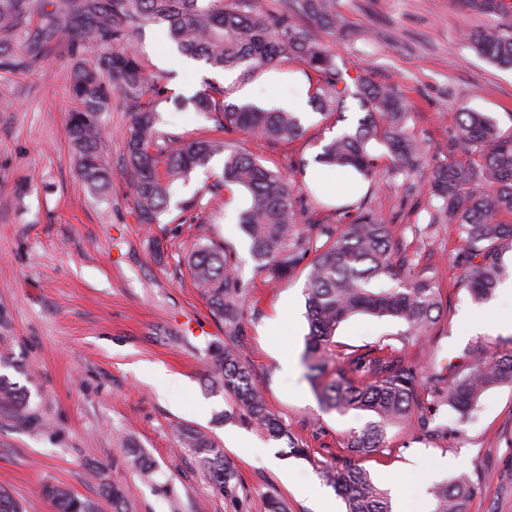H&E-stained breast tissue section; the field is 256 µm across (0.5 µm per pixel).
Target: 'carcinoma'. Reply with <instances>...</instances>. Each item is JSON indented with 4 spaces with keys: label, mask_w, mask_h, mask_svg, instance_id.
Instances as JSON below:
<instances>
[{
    "label": "carcinoma",
    "mask_w": 512,
    "mask_h": 512,
    "mask_svg": "<svg viewBox=\"0 0 512 512\" xmlns=\"http://www.w3.org/2000/svg\"><path fill=\"white\" fill-rule=\"evenodd\" d=\"M47 37H63L96 56L72 67L70 90L79 108L70 113L67 134L78 179L95 194L112 185L101 154L105 127L101 115L110 110L112 91L120 92L131 123L124 134L120 177L137 203L142 224H158L170 212L172 187L191 179L223 156L222 181L209 188L217 193L238 186L249 195L238 224L250 240L256 274L281 281L301 265L305 283L308 334L304 364L316 382L322 409L360 410L374 414L353 432L344 448L349 458L340 466L320 468L321 477L342 497L346 512H392L387 492L356 463V458L382 446L387 426L404 423L410 430L431 433L412 414L427 395L445 404L463 423L479 397L490 387L512 384V350L474 361L467 373L451 380L406 359L391 345L356 349L334 364L332 347L339 325L366 313L401 322L404 345L430 334L441 317L440 286L432 268L419 267L416 257L393 242L391 225L364 203L354 220L338 227L324 224L298 208L297 181H290L252 155L235 147L228 136L242 133L270 141L293 140L303 133L297 112L229 103L227 90L216 82L186 98L194 111L213 121L219 137L183 140L159 129V106L167 101L158 77L146 69L136 46L139 30L162 25L176 50L216 71H240L250 78L284 60L317 75L313 101L320 114L342 118L346 100L358 101L365 114L352 131H343L321 146L315 162L340 172L370 179L385 149L394 177L418 174L424 181L430 224H448L463 247V283L472 299L486 301L505 276L501 251L512 248V134L500 133L483 112L465 111L449 144L452 159L427 161L425 151L407 127L408 107L391 86L361 81L350 88L347 73L332 54L311 37L301 23L308 18L326 29L341 19L336 0H281L268 11L259 0H53ZM29 0H0V45L28 18ZM470 48L489 62L512 68V28L492 26L465 33ZM193 282L211 314L224 324V341L207 346L203 355L206 385L233 399L240 417L274 440H286L290 453L311 459L309 446L288 431L268 406L252 370L237 349L244 304L251 284L242 280L236 258L210 237L198 239L187 257ZM382 276L399 281L377 291L369 284ZM0 407L26 414L23 391L0 375ZM181 449L192 454L213 486L226 492L236 473L224 448L207 433L186 429ZM477 487L467 477L431 489L433 512H468ZM53 512H94L93 505L62 483L43 489Z\"/></svg>",
    "instance_id": "1"
}]
</instances>
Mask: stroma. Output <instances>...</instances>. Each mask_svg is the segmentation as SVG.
I'll return each instance as SVG.
<instances>
[{"mask_svg":"<svg viewBox=\"0 0 512 512\" xmlns=\"http://www.w3.org/2000/svg\"><path fill=\"white\" fill-rule=\"evenodd\" d=\"M52 10L51 0H32L28 23L0 52V375L23 387L28 400L24 421L0 408V488L23 512H53L43 487L54 482L95 502L97 512H116L102 491L112 481L129 491L126 512H265L272 495L285 499L288 512H345L318 465L343 455L347 437L373 416L319 406L302 362L306 269L273 284L255 278L249 241L236 224L248 202L245 192L215 196L205 189L222 174L219 157L189 184L174 186V201L195 202L186 223L166 214L158 224H139L135 199L118 174L130 122L120 94H113L103 116L112 188L104 198L83 188L67 136L68 115L77 107L69 92L76 52L55 38L42 43L34 64L19 63ZM336 10L345 34L312 23L308 31L351 78L403 95L407 125L427 155L447 156L456 115L465 110L485 113L502 133L512 132V70L490 64L461 36L493 24L512 27V0H501L494 15L470 10L465 0H336ZM137 44L168 95H192L207 79L231 93L242 86L237 73L214 72L180 56L159 25L144 26ZM345 116L339 123L308 113L302 137L293 141L238 134L234 142L287 176L293 162H313L344 124L356 123L357 105ZM387 166L380 160L364 184L365 204L392 224L409 253L438 270L442 285L440 322L425 342L404 351L424 367L466 373L472 361L512 348V300L505 296L512 286V250L501 255L507 271L502 287L488 301L474 302L459 284L462 268L453 257L460 244L453 230L431 227L421 237L410 231L429 221L422 178H392ZM199 236L223 242L251 282L239 352L270 408L308 443L314 461L284 454L283 442L234 418L232 399L204 386L203 352L223 341L224 328L184 260ZM400 329L391 319L354 315L336 332L335 357L365 345H397ZM155 366L179 375L182 386L160 395L143 377ZM415 415L433 427L447 425V435L417 440L391 425L382 447L358 460L391 501L431 512V485L464 475L478 483L468 512H512V384L487 390L462 424L449 407L428 400ZM185 428L205 431L221 444L237 474L233 493H219L194 457L181 451ZM129 442L150 457V470L131 466ZM259 446L271 459L253 455ZM417 456L424 466L402 476ZM309 483L318 496L301 494Z\"/></svg>","mask_w":512,"mask_h":512,"instance_id":"35a3bbf8","label":"stroma"}]
</instances>
